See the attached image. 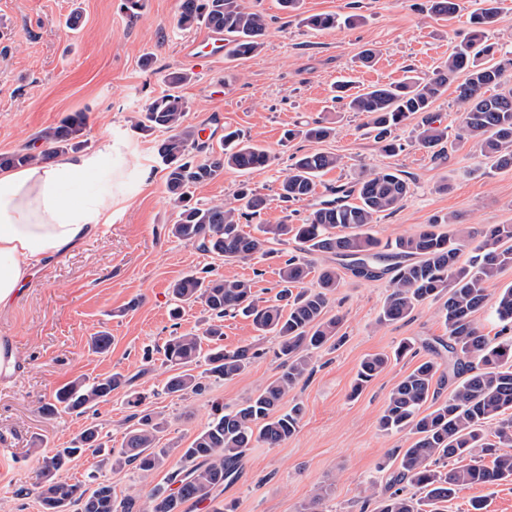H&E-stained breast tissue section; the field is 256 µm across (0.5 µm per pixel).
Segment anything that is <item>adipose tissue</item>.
I'll return each instance as SVG.
<instances>
[{
	"label": "adipose tissue",
	"instance_id": "adipose-tissue-1",
	"mask_svg": "<svg viewBox=\"0 0 512 512\" xmlns=\"http://www.w3.org/2000/svg\"><path fill=\"white\" fill-rule=\"evenodd\" d=\"M97 154L0 172V308L49 260L79 249L110 223L118 193L95 189Z\"/></svg>",
	"mask_w": 512,
	"mask_h": 512
}]
</instances>
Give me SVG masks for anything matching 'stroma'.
<instances>
[{
    "mask_svg": "<svg viewBox=\"0 0 512 512\" xmlns=\"http://www.w3.org/2000/svg\"><path fill=\"white\" fill-rule=\"evenodd\" d=\"M424 2L301 0L298 14L291 16L280 0H246L269 21L261 50L197 66L182 58L180 45L206 26L178 27L180 0H142L134 18L123 0H0V154L35 146L39 132L83 112L88 117L83 150L109 149V165L122 170L123 195L96 239L51 261L10 307L0 310V339L11 342L19 358L14 378L0 382V512H40L34 445L47 451L67 448L95 426L107 446L116 447L128 431L133 408L123 390L79 416H43L40 406L75 378L115 372L134 377L132 390L143 408L162 412L167 420L162 444L183 448L208 425L215 408L238 409L282 370L276 338L259 336L250 321L228 315L225 349L252 345L258 357L242 375L227 380L207 377L205 364H198L194 373L204 386L201 393L181 400L163 393L172 374L163 362L165 340L203 328L209 318L204 306L194 303L181 319H172L170 284L206 268L217 277L247 281L258 296L270 298L278 290L281 263L296 252L295 243L272 240L267 256L223 260L169 236L176 208L157 155L161 136L135 126L145 106L166 91L163 77L169 72L188 74L179 89L188 103L186 121L205 129L209 144L219 145L225 132L235 130L276 157L268 168L245 175L228 171L193 188L194 201L202 204L232 201L244 180L265 195L266 208L243 222L244 232L257 233L262 224L301 223L314 204L332 199L336 186L384 168L405 174L412 190L399 209L373 224L381 243L411 235L437 218L453 219L458 229L512 224V169L483 165L470 142L458 140L455 90L432 105L433 116L448 128L436 159L415 140L418 118L399 130L402 150L387 154L367 135L363 115L331 99L333 84L342 78L366 88L432 76L465 37L466 13L480 0H462L464 14L449 21L422 12ZM320 13H354L360 20L321 32L303 25L304 17ZM366 50L373 61L365 66L359 57ZM148 53L155 62L147 70L141 58ZM218 82L224 86L219 97L213 94ZM315 119L333 127L334 136L319 144L302 138L284 142L285 130ZM315 149L339 155L340 167L318 179L310 199L282 202L279 186L293 154ZM317 265L335 268L341 276L327 314L341 316L342 325L315 355L311 373L282 401L283 408L302 409L297 432L273 448L254 445L216 502L187 512H213L227 504L234 512H302L318 494L322 512H359L366 493L388 491L397 467L394 453L409 447L412 437L381 432L378 419L392 388L419 361L431 358L429 343L448 332L435 302L421 305L408 320L379 323L389 277H354L333 255L320 257ZM100 331L112 337L109 353L89 348L91 336ZM404 339L413 341L416 356L391 363L360 394H352L360 362L392 353ZM92 475L111 483L117 495L142 497L164 485L168 471L144 479L130 468L111 470L87 452L61 477L73 483ZM474 501L481 502V512H512V482L465 488L441 512H468Z\"/></svg>",
    "mask_w": 512,
    "mask_h": 512,
    "instance_id": "1",
    "label": "stroma"
}]
</instances>
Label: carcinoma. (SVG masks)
Segmentation results:
<instances>
[{"label":"carcinoma","instance_id":"carcinoma-1","mask_svg":"<svg viewBox=\"0 0 512 512\" xmlns=\"http://www.w3.org/2000/svg\"><path fill=\"white\" fill-rule=\"evenodd\" d=\"M484 7L470 16V31L453 52L426 80L410 78L395 84L374 86L349 93L345 84L336 87V98L346 101L352 112L365 116V128L394 153L400 144L392 137L394 128L409 117L423 113L417 140L432 150L448 139V128L435 125L427 112L432 104L455 85L457 101L463 108L460 137L473 141L479 155L499 169L512 168V88L487 96L484 89L502 85L512 69V51L504 52L491 41L488 29L498 11V0H483ZM431 14L451 18L459 10V0H427ZM203 22L227 37L228 56L248 57L258 52L268 29L266 17L251 10L243 0H181L177 25L189 29ZM307 26L322 30L336 26L333 14H316L305 19ZM170 90L155 98L139 120L145 130H162L167 136L158 147L166 170V186L179 208L169 234L220 257L249 259L265 253L266 239L243 232L240 219L264 209L266 199L243 184L234 201L210 205L191 203L190 188L213 180L226 169L248 173L269 167L271 152L240 138L224 134L219 150L205 151L199 129L185 123L187 103L176 92L187 75L172 72L165 76ZM87 126L83 112L70 114L40 132L43 148H27L0 154V170L47 161L80 146L78 138ZM332 128L315 120L301 131L306 139L322 142ZM339 157L324 151H310L295 157L282 180V200L302 201L315 193L316 178L336 168ZM411 184L396 171H370L345 189L355 202L324 204L312 210L301 224H276L263 230L277 237H291L303 256H291L279 269V300H261L250 284L239 280L211 279L196 273L177 280L171 288L179 303L201 302L213 316L203 334L187 332L171 336L163 347L164 363L177 370L165 386L166 395L178 400L203 390L192 366L205 362L206 372L217 379L241 375L257 356L251 346L226 351L216 346L202 352V340H219L224 335L221 321L227 313L251 319L255 331L278 339V355L283 358L281 373L242 407L216 414L186 448H161L160 434L166 419L160 412L132 414L134 423L118 448L100 442L97 427L84 429L73 446L41 457L42 481L36 496L41 512H184L188 503L215 500L214 492L237 477L240 462L256 443L275 447L297 431L300 408L280 413L278 408L288 390L312 370L313 354L336 336L341 319L325 318L330 295L339 286L336 270L325 268L319 275L320 290L300 287L311 274L307 255L331 254L347 261L348 270L373 280L392 274V290L379 315L381 324L407 319L428 300L444 299L439 310L448 329V342L441 346L448 360L421 362L392 389L379 417L380 431L391 434L407 431L413 436L408 448L398 451L396 489L382 497H367L361 512H435L434 506L455 497L473 485H493L512 479V336L489 340L475 324L473 316L488 298V285L512 266V224H489L466 232L479 240L477 254L467 264L458 262L462 238L436 230L432 223L420 231L397 239L393 250H379L372 224L381 213L397 209L407 198ZM494 313L503 330H512V287L499 292ZM413 349L401 342L393 356L372 355L362 361L354 384L361 391L387 366L390 359L405 358ZM457 380L448 398L439 399V386L447 376ZM132 379L120 372L91 383L77 378L58 388L53 401L40 411L81 415L108 400L112 392L126 389ZM432 402L430 411L423 410ZM494 439H489L487 430ZM92 451L114 470L130 467L144 479L177 459V468L167 475L166 485L153 488L144 497H117L112 485L71 484L58 477L79 455ZM492 457L491 464L482 462ZM470 459L465 466L454 462ZM408 484L424 493L420 501L403 494Z\"/></svg>","mask_w":512,"mask_h":512}]
</instances>
